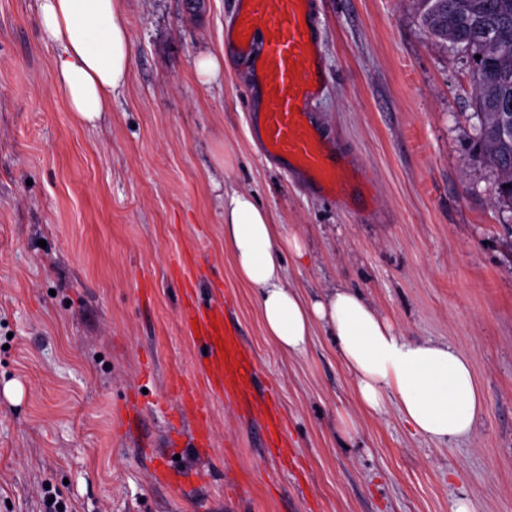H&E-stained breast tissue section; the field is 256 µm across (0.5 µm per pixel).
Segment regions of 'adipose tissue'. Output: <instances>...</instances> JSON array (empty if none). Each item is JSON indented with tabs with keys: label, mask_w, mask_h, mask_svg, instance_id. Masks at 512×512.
Here are the masks:
<instances>
[{
	"label": "adipose tissue",
	"mask_w": 512,
	"mask_h": 512,
	"mask_svg": "<svg viewBox=\"0 0 512 512\" xmlns=\"http://www.w3.org/2000/svg\"><path fill=\"white\" fill-rule=\"evenodd\" d=\"M38 9L42 37L58 51L54 75L68 108L77 123H95L131 74L120 0H39ZM224 246L256 293L265 336L282 353H304L318 327L332 337L357 410L370 416L394 406L414 434L438 445L474 433L484 398L468 356L400 334L357 289L305 297L291 288L283 256L303 257L304 244L282 234L253 193H225Z\"/></svg>",
	"instance_id": "adipose-tissue-1"
}]
</instances>
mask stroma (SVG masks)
<instances>
[{
	"instance_id": "obj_1",
	"label": "stroma",
	"mask_w": 512,
	"mask_h": 512,
	"mask_svg": "<svg viewBox=\"0 0 512 512\" xmlns=\"http://www.w3.org/2000/svg\"><path fill=\"white\" fill-rule=\"evenodd\" d=\"M127 85L74 121L41 35L38 0H0V512H512V212L495 172L468 162L469 62L437 44L415 0H315L324 71L310 120L347 167L350 203L261 156L250 85L203 86L235 0H122ZM254 193L306 254L284 259L312 295L359 289L400 333L464 349L485 408L472 439L437 446L394 410L357 412L330 339L288 356L267 340L224 248V194ZM184 261L197 298L231 308L288 428V454L233 397L214 399L213 446L183 443L189 480L156 484L175 380L202 383L178 322ZM143 406L133 435L116 410ZM351 413L357 435L338 433Z\"/></svg>"
}]
</instances>
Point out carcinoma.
Here are the masks:
<instances>
[{
  "label": "carcinoma",
  "instance_id": "obj_1",
  "mask_svg": "<svg viewBox=\"0 0 512 512\" xmlns=\"http://www.w3.org/2000/svg\"><path fill=\"white\" fill-rule=\"evenodd\" d=\"M433 39L466 54L479 119L470 163L496 173L494 204L512 212V0H427Z\"/></svg>",
  "mask_w": 512,
  "mask_h": 512
}]
</instances>
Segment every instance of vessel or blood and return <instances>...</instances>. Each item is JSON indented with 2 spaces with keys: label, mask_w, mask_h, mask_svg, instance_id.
I'll list each match as a JSON object with an SVG mask.
<instances>
[{
  "label": "vessel or blood",
  "mask_w": 512,
  "mask_h": 512,
  "mask_svg": "<svg viewBox=\"0 0 512 512\" xmlns=\"http://www.w3.org/2000/svg\"><path fill=\"white\" fill-rule=\"evenodd\" d=\"M313 0H237L232 27L238 54L250 58L255 81L264 101L261 152L269 159L287 161L289 168L304 172L310 182L329 194L345 193L349 178L328 151L313 127L308 107L324 81L312 18ZM186 300L179 320L190 336L206 347L197 365L213 396H248L256 371L242 360L244 347L238 332L224 316L222 304L201 305L194 297L195 284L184 279ZM183 407L193 411L195 447L211 445V410L192 382L175 388ZM157 483L181 485L184 475L164 456L154 464Z\"/></svg>",
  "instance_id": "obj_1"
}]
</instances>
